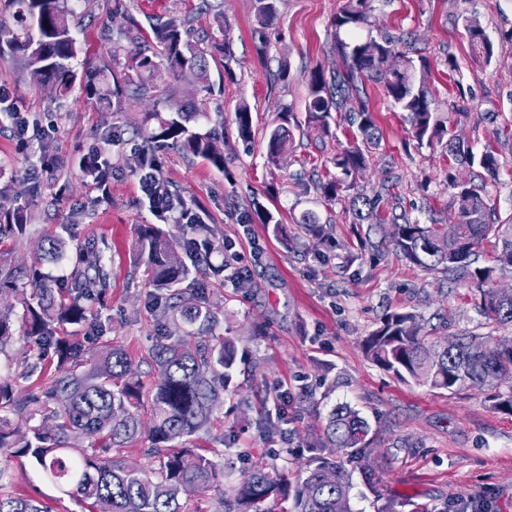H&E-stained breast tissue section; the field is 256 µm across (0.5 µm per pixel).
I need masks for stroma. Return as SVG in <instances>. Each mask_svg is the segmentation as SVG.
Here are the masks:
<instances>
[{"label":"stroma","mask_w":512,"mask_h":512,"mask_svg":"<svg viewBox=\"0 0 512 512\" xmlns=\"http://www.w3.org/2000/svg\"><path fill=\"white\" fill-rule=\"evenodd\" d=\"M340 0H281L268 30L265 54L251 38L255 0H93L82 7L74 33L83 51L72 60L78 79L65 98L24 80L19 67H0V85L13 106L53 125L51 153L57 165L45 168L19 151L9 131L0 132V205L22 206L26 235L0 241V265L31 262L46 234L74 237L87 249L105 251L112 277L105 295L88 299L91 319L104 323L107 339L133 359L134 377L151 389L157 374L147 361L160 328L151 310V289L134 260L138 225L157 222L139 179L129 165L132 146L103 144L102 131L114 116L130 125L145 121L149 103L117 109L104 92L88 94L94 66L107 61L110 38L128 18L146 22L157 16L192 19L203 35L225 30L232 42L230 63L213 62L208 87L157 73L160 86L182 99L204 103L209 121L201 131L223 124L227 135V171L207 161L165 151L161 175L177 189L190 210L201 213L213 240L235 243L241 255H254L249 287H239L236 271L224 256L212 254L213 273L203 276L208 300L220 313V331L235 340L238 357L218 417L224 441L201 433L185 445L199 454L222 446L234 463L223 485L243 479L256 465L270 464L295 474L307 459V441L319 432L329 411L346 404L370 426V443L361 456L336 458L350 473L355 512H461L465 503L483 500L490 512H512V413L492 408V385L448 395L424 385L397 380L370 361L363 341L386 314H420L439 340L474 331L512 336V327L488 324L480 312L476 288L449 287L441 276L400 258L392 243L373 247L366 227L354 223L345 196L326 200L316 188L332 159L349 143L339 114L330 118L331 136L304 127L306 77L314 67L332 71L340 64L332 18ZM372 20L378 28L407 32L417 55L431 65V86L439 111L458 106V132L474 153L494 151L499 168L487 176L480 167L455 162L444 145L417 146L409 126L384 97L367 84L369 106L380 130L360 182L367 193L389 185L400 209L421 223L455 221L449 175L473 181L498 219L512 215V0H375ZM475 13L494 45V59L476 70L467 38L457 19ZM456 59L449 71L447 59ZM290 76L280 81L281 66ZM248 103L255 130L251 144L237 138L235 111ZM290 105L300 128L292 150L268 164L263 132L276 123L282 105ZM102 149L114 165L111 199L100 204L92 180L79 159ZM261 202L285 224L288 236H275L271 225L244 224L243 212ZM314 212L331 225L332 242L320 244L300 224ZM355 262H348V255ZM288 394L279 402L277 392ZM279 418L281 435L265 439L258 424ZM14 492L39 499L53 512H82L71 499H60L40 468L21 458L12 462Z\"/></svg>","instance_id":"35a3bbf8"}]
</instances>
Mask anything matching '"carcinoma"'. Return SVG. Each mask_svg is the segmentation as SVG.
Returning <instances> with one entry per match:
<instances>
[{"label":"carcinoma","mask_w":512,"mask_h":512,"mask_svg":"<svg viewBox=\"0 0 512 512\" xmlns=\"http://www.w3.org/2000/svg\"><path fill=\"white\" fill-rule=\"evenodd\" d=\"M6 2L12 9L0 10V65L21 57L31 81L51 87L58 96L68 94L77 81L69 62L78 54L71 0ZM278 2L256 0L251 36L260 51L278 15ZM370 2L342 0L332 26L343 66L330 74L315 67L307 76V124L327 134L329 115L343 112L353 129V141L334 161L340 175L316 188L330 199L341 191L352 192L350 211L355 221L368 223L370 231L391 221L393 246L403 259L426 272L442 274L456 287L477 286L485 317L499 326L512 325V293L494 286L497 275L512 273V217L500 224L489 223L488 205L479 190L453 177L454 224H422L394 211L386 216L380 210L383 191L370 197L359 189L368 154L378 145L374 115L363 97L368 81L378 84L384 96L406 113L417 144L443 142L456 160L477 165L490 176L497 172L494 153L476 155L457 134L455 117L463 113L444 114L437 109L430 90V66L411 55L404 37L384 33L354 41L355 30L369 22ZM461 25L474 65L490 64L494 47L477 17L465 14ZM220 55L232 59L229 39L198 40L186 23L175 20H151L146 29L131 18L112 39L114 68L105 65L98 70L101 82L120 105L147 99L153 103L154 124L129 127L117 121L104 132V139L114 146L141 141L131 167L134 174L154 171L159 166L157 152L164 147L203 158L228 172L222 136L215 131L196 132L189 126L193 119H209V113L196 104L178 101L154 82L155 72L162 68L192 85L205 81L210 61ZM280 114L281 123L265 132L267 157L273 163L293 144L285 129L290 107L282 106ZM235 126L239 139L251 140L248 104H240L235 111ZM81 166L92 178L112 177V163L100 153L83 158ZM255 218L273 225L274 232H283L282 224L258 202L253 203L251 213L242 216V223ZM26 221L20 207L0 210V239L25 234ZM302 224L308 234L329 241L330 227L320 223L315 213H304ZM196 241L214 244L209 225L202 221L192 225L190 234L180 241L168 238L155 224H142L137 231L136 257L148 285L154 288L153 306L160 311L159 319L166 326H191L197 334L192 349L171 331L157 338L148 358L158 380L146 395L133 380V361L123 347L107 341L90 354L83 342L60 335L63 328L73 326L86 329L87 337L96 341L104 337L106 326L89 321L82 304L108 286L109 270L101 254L92 256L85 267H73L63 283L43 271L45 263H58L67 255L68 244L61 239L44 241L38 257L27 265L0 267V300L13 297L22 306L23 332L33 340L22 357L23 374L32 375L46 353L62 371L50 383L20 396L0 381V452L35 463L62 495L84 505L85 512H193L188 507L191 497L208 492L224 476V469L203 455L185 465L188 453L179 448L184 439L214 422L237 359L235 341L217 333L219 318L214 306L199 293L180 289L191 270L201 272L199 265L186 262ZM487 242L493 247L494 264L473 265L475 249ZM12 315L13 306L0 308V353L15 339ZM365 350L398 379L450 394L465 387L480 388L490 380L512 383V341L508 337L492 343L488 336L465 333L452 337L438 351L412 312L387 315L365 340ZM146 405L148 426L140 416ZM14 415L25 418L22 434H16L13 427ZM370 430L358 411L345 405L334 408L323 437L310 443L308 462L296 481L275 468L259 466L241 484L224 490V512H276L281 501L291 502L289 512H354L349 473L330 449L348 450L353 457L369 444ZM76 432L98 438V445L90 450L68 445ZM143 437L150 442L145 454L157 459V465L127 466L124 449ZM8 478L7 465L1 463L0 512H53L38 499L7 490Z\"/></svg>","instance_id":"carcinoma-1"}]
</instances>
